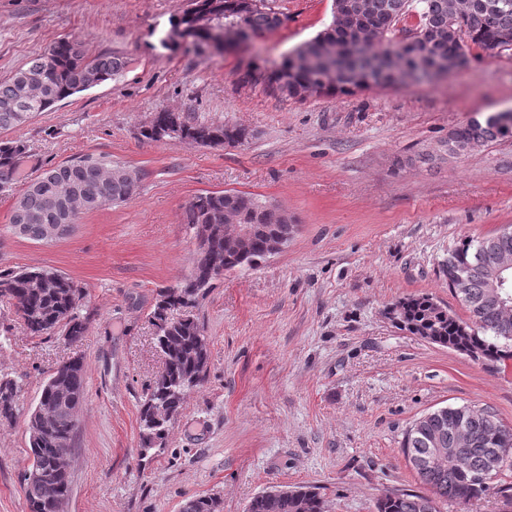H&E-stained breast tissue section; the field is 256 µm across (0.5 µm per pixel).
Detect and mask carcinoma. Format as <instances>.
<instances>
[{"instance_id": "carcinoma-1", "label": "carcinoma", "mask_w": 512, "mask_h": 512, "mask_svg": "<svg viewBox=\"0 0 512 512\" xmlns=\"http://www.w3.org/2000/svg\"><path fill=\"white\" fill-rule=\"evenodd\" d=\"M193 10L221 18L242 20L243 36L250 40L264 36L280 26L272 8H242L241 0H192ZM336 7L348 19V27L323 32L304 43L294 54L308 62L298 75L317 81L316 96L352 94L375 87H409L431 81L430 70L440 62L460 69L468 62L470 46L485 51H503L512 44V0H341ZM416 17L413 32L417 38L415 56L401 54L397 34L404 24ZM435 29L446 39L430 44L420 39L427 29ZM329 37L336 45V80L326 77L322 62V42ZM126 62L112 55L89 56L77 41H61L46 54L33 59L11 77L0 81V130L20 126L32 115L44 112L56 102L76 93L79 85L90 76L105 82L119 74ZM267 88L274 94L291 100H301L303 85L297 81H282L279 72L267 77ZM177 125L184 138L200 146L215 147L232 144L244 135V129L224 124L194 120L180 112L161 111L152 123L141 128L140 136L147 142L163 140L160 130ZM506 137V131L492 117L472 119L455 128L441 142L436 155H418L428 164L443 155L465 156L490 142ZM26 145L19 140L0 141V192L10 188ZM122 165L104 158L85 157L70 163L50 167L30 181L26 191L16 200L11 224L27 225L26 237L41 240L40 225L56 224V211L48 206L46 196L59 181L74 185L75 191L67 202L71 223L79 215L94 211L112 202L122 203L135 194L132 189L112 178V172ZM269 200L253 198L247 203L241 193L206 191L187 204L183 223L192 230L222 228L225 219L233 215L240 224H260L270 233L290 235L294 226L284 223L273 211L256 215L252 208H262ZM218 264L241 268L236 252L224 246V239H210ZM512 255V229L460 241L448 250L443 273L448 283L459 274L466 276L467 288L460 296L472 317L465 322L451 314H436V302L429 296L408 298L401 302L399 315L403 326L413 334L431 332L440 343L466 356L477 353L476 360L499 363L512 357V323L505 322L503 310L496 302L491 284L502 277L512 279V272L499 271V258ZM53 277L54 287H39L40 280ZM0 298L10 303L23 326L34 336L63 330L66 339L77 342L86 328L88 317L80 314L82 291L69 278L48 269L0 270ZM182 302L179 295L163 291L153 311L157 328V346L167 358L165 372L149 388L140 408L141 451L148 454L161 446L167 424L178 413L187 390L201 385L207 372L209 351H200L196 338L204 327L194 309L185 310L178 319H171L173 308ZM64 379L72 396L85 397L86 379L83 362L68 360L60 364L43 385L41 396L50 395L56 378ZM21 386L13 380L0 381V422L11 421L17 410ZM461 427L469 441L460 452L457 463L444 469L414 470L430 488L431 494L390 492L377 500L375 512H440L438 502L466 505L473 499L494 493L512 505V494L504 493L494 481L506 471H512V460L501 462L496 455L500 447L498 434L504 424L490 409L471 405L448 406L428 412L412 422L406 430L402 448L404 454L417 461L429 454L432 441L442 435L453 447L454 431ZM77 432L72 412L60 415L48 436L30 435L29 469H40L46 479L23 477V489L29 512H53V499L70 492V480L65 471V458L71 451ZM303 505L301 512H323L318 492L306 486L292 490L288 512L294 501Z\"/></svg>"}]
</instances>
